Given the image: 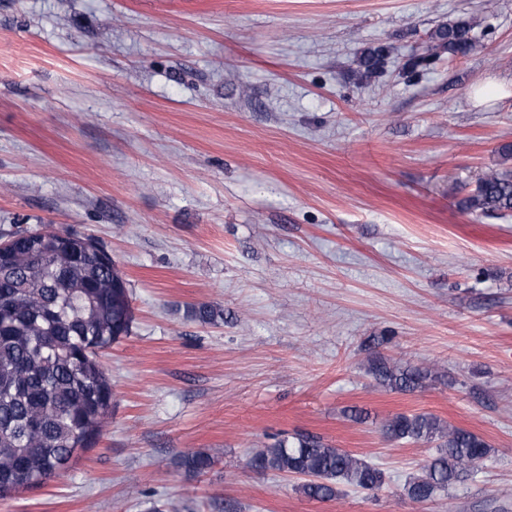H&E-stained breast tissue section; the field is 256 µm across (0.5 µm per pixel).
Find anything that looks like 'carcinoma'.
Here are the masks:
<instances>
[{"instance_id":"obj_1","label":"carcinoma","mask_w":512,"mask_h":512,"mask_svg":"<svg viewBox=\"0 0 512 512\" xmlns=\"http://www.w3.org/2000/svg\"><path fill=\"white\" fill-rule=\"evenodd\" d=\"M474 26L458 19L429 35L421 63L443 53L467 55ZM387 56L383 47L360 58L367 73ZM463 207L486 216L512 213V166L486 172ZM130 298L111 256L91 238L65 239L21 232L0 250V496L38 487L65 469L79 449L91 446L112 397V387L96 351L130 333ZM370 372L394 391L413 392L436 382L430 366H398L381 355ZM393 440L439 441L437 455L405 483L406 496L423 503L474 476L491 454L477 434L445 424L432 414H399L382 424ZM213 463L205 452L189 453L181 465L202 473ZM252 467L305 477L299 491L329 501L338 485L374 490L385 473L320 436L277 440L254 453Z\"/></svg>"}]
</instances>
